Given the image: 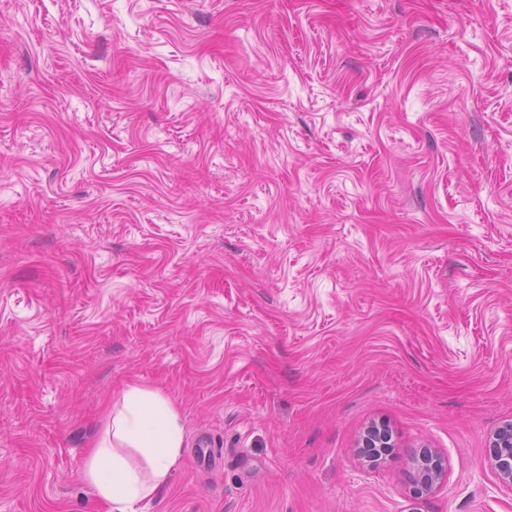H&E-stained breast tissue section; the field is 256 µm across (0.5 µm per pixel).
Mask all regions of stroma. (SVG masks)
<instances>
[{
    "label": "stroma",
    "mask_w": 512,
    "mask_h": 512,
    "mask_svg": "<svg viewBox=\"0 0 512 512\" xmlns=\"http://www.w3.org/2000/svg\"><path fill=\"white\" fill-rule=\"evenodd\" d=\"M131 385L144 512H512V0H0V512ZM494 454L488 465L494 468L503 483L512 484V423L500 427L494 434ZM373 443H375L376 448H372ZM362 447L367 448L368 453L378 460L382 457L386 448L391 447L389 435L385 430L372 428L367 431L363 438ZM414 478L421 488L426 492H432L442 482L446 475V467L436 452H426L413 459ZM427 472V481L417 480V474Z\"/></svg>",
    "instance_id": "obj_1"
}]
</instances>
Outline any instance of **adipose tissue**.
<instances>
[{
    "label": "adipose tissue",
    "mask_w": 512,
    "mask_h": 512,
    "mask_svg": "<svg viewBox=\"0 0 512 512\" xmlns=\"http://www.w3.org/2000/svg\"><path fill=\"white\" fill-rule=\"evenodd\" d=\"M184 444L180 415L160 391L129 387L108 415L82 473L112 512H137L179 467Z\"/></svg>",
    "instance_id": "adipose-tissue-1"
}]
</instances>
